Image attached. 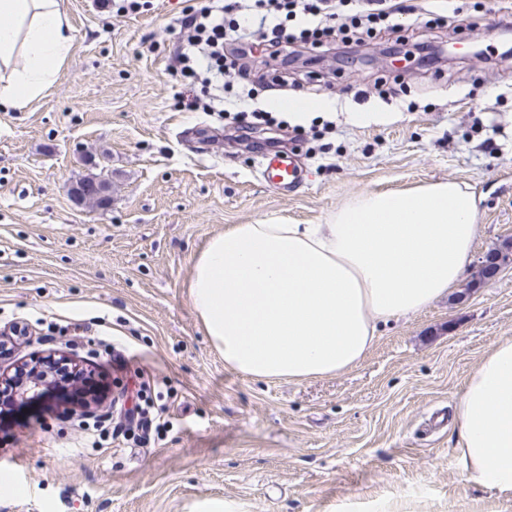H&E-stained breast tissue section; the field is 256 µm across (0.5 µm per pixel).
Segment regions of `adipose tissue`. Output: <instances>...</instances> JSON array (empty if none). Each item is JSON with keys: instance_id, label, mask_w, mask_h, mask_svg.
<instances>
[{"instance_id": "obj_1", "label": "adipose tissue", "mask_w": 512, "mask_h": 512, "mask_svg": "<svg viewBox=\"0 0 512 512\" xmlns=\"http://www.w3.org/2000/svg\"><path fill=\"white\" fill-rule=\"evenodd\" d=\"M73 46L57 0H0V106L22 108L55 83ZM478 203L455 182L368 192L325 224H237L200 251L189 296L225 365L301 382L359 365L377 327L454 288ZM467 481L512 496V337L468 376L457 407Z\"/></svg>"}]
</instances>
